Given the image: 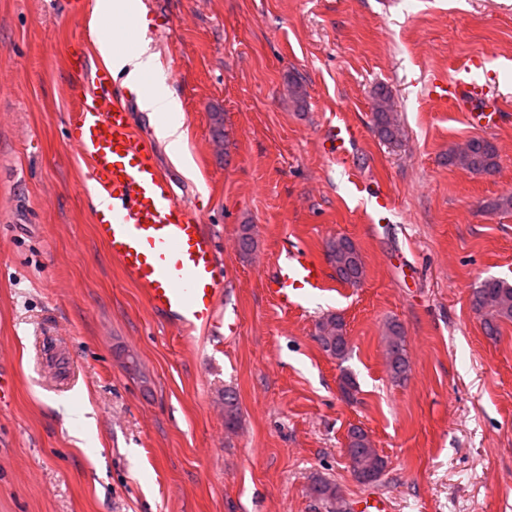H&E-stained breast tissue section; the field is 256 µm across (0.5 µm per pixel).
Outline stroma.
Segmentation results:
<instances>
[{
    "label": "stroma",
    "instance_id": "obj_1",
    "mask_svg": "<svg viewBox=\"0 0 512 512\" xmlns=\"http://www.w3.org/2000/svg\"><path fill=\"white\" fill-rule=\"evenodd\" d=\"M85 3L0 0V373L14 384L0 402V512H324L317 477L345 512L371 497L389 512H512V322L488 338L470 302L483 278L512 283V209L497 206L512 195V121L488 135L496 172H469L448 152L476 130L425 91L478 54L512 111V0H156L149 36L176 75L185 158L140 108L130 119L224 268L223 327L189 336L150 311L94 231L65 123L66 49L91 37ZM381 89L402 132L392 144L374 127ZM344 124L357 140L339 155L327 129ZM380 190L394 203L384 221ZM342 236L362 281L278 308L266 270ZM329 312L346 323L342 361L315 338ZM391 320L405 330L401 384L386 363ZM353 426L387 462L374 484L349 467ZM224 426L229 431L236 430L241 422V411L237 394L230 389L224 390ZM310 491L315 498L326 509V512H335L336 504L339 500L338 490L336 485L322 478H317L313 481Z\"/></svg>",
    "mask_w": 512,
    "mask_h": 512
}]
</instances>
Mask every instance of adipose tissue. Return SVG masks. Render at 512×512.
Listing matches in <instances>:
<instances>
[{
  "instance_id": "1",
  "label": "adipose tissue",
  "mask_w": 512,
  "mask_h": 512,
  "mask_svg": "<svg viewBox=\"0 0 512 512\" xmlns=\"http://www.w3.org/2000/svg\"><path fill=\"white\" fill-rule=\"evenodd\" d=\"M109 16L132 17V27L140 35L132 49L115 50L104 36L102 21ZM89 28L103 62L113 75L122 76L124 86L136 93L141 110L153 117L157 137L166 142L175 155H182L185 139L182 103L167 85L158 55L151 51L144 37L147 23L143 12L136 9L133 0H98Z\"/></svg>"
}]
</instances>
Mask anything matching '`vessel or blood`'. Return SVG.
I'll list each match as a JSON object with an SVG mask.
<instances>
[{
  "label": "vessel or blood",
  "mask_w": 512,
  "mask_h": 512,
  "mask_svg": "<svg viewBox=\"0 0 512 512\" xmlns=\"http://www.w3.org/2000/svg\"><path fill=\"white\" fill-rule=\"evenodd\" d=\"M88 54L84 45L68 52L80 91L67 127L111 215L97 224L96 233L154 313L187 333L212 328L224 296L214 239L175 199L169 176L155 163L152 144L129 122L130 103L113 86L105 65L88 66ZM471 72V60L458 62L453 78L432 81L427 95L444 110L464 113L470 126L495 128L503 105ZM326 283L322 263L301 247L291 250L266 279L268 293L284 310L299 306Z\"/></svg>",
  "instance_id": "b4317fda"
}]
</instances>
